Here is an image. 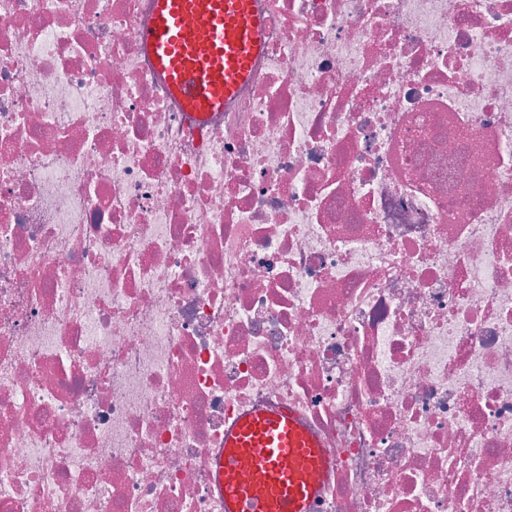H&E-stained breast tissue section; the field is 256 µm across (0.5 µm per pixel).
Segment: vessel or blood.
I'll use <instances>...</instances> for the list:
<instances>
[{"mask_svg": "<svg viewBox=\"0 0 512 512\" xmlns=\"http://www.w3.org/2000/svg\"><path fill=\"white\" fill-rule=\"evenodd\" d=\"M140 39L198 117L219 112L262 48L254 0H156ZM329 464L293 413L250 414L224 438V512H311Z\"/></svg>", "mask_w": 512, "mask_h": 512, "instance_id": "obj_1", "label": "vessel or blood"}]
</instances>
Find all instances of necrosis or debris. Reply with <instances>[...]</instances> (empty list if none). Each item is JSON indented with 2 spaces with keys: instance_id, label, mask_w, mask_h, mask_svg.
Returning a JSON list of instances; mask_svg holds the SVG:
<instances>
[{
  "instance_id": "4bbe7bcc",
  "label": "necrosis or debris",
  "mask_w": 512,
  "mask_h": 512,
  "mask_svg": "<svg viewBox=\"0 0 512 512\" xmlns=\"http://www.w3.org/2000/svg\"><path fill=\"white\" fill-rule=\"evenodd\" d=\"M193 120L155 0H0V512H224L292 411L318 512H512V0H255Z\"/></svg>"
}]
</instances>
